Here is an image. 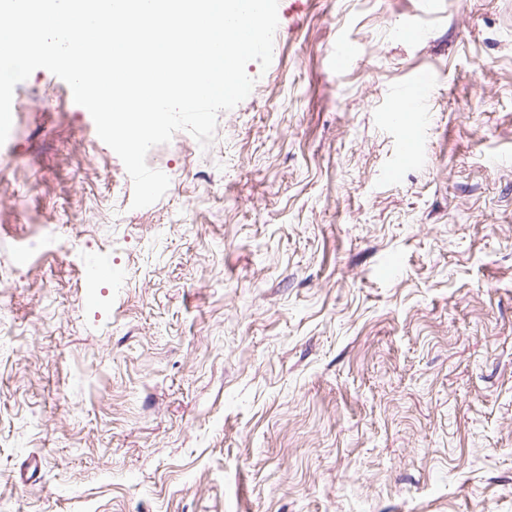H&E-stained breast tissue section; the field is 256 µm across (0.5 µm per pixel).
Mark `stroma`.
<instances>
[{"label": "stroma", "mask_w": 512, "mask_h": 512, "mask_svg": "<svg viewBox=\"0 0 512 512\" xmlns=\"http://www.w3.org/2000/svg\"><path fill=\"white\" fill-rule=\"evenodd\" d=\"M278 17L209 147L155 146L144 208L63 80L16 85L0 512H512V0ZM421 70L427 160L391 181Z\"/></svg>", "instance_id": "obj_1"}]
</instances>
